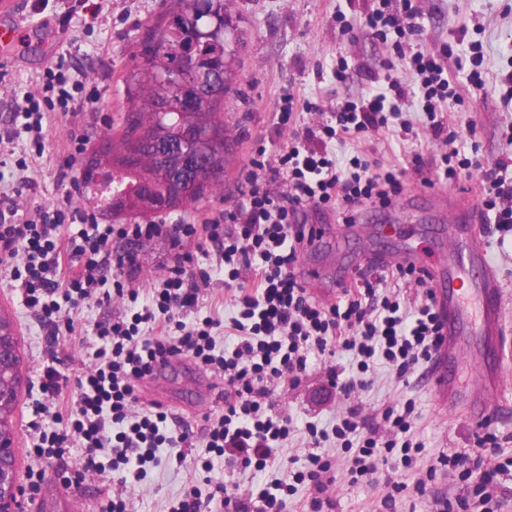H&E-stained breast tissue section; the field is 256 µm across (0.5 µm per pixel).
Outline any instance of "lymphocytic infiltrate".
Listing matches in <instances>:
<instances>
[{
  "instance_id": "1",
  "label": "lymphocytic infiltrate",
  "mask_w": 512,
  "mask_h": 512,
  "mask_svg": "<svg viewBox=\"0 0 512 512\" xmlns=\"http://www.w3.org/2000/svg\"><path fill=\"white\" fill-rule=\"evenodd\" d=\"M31 10L62 28L77 17L102 26L112 14V0H33ZM415 14L412 0H379L367 27L381 38L391 29L413 39L409 50H397V62H385L386 88L331 108L325 119L294 130L277 154L254 153L235 211L218 212L199 226L174 227L173 246L194 241L209 266L192 268L191 254L178 255L145 293L136 284V249L159 235V225L107 224L70 196L36 206L24 198L37 186L50 113L73 118L83 111L77 92L90 78L91 67L60 62L20 85L0 80V275L20 288L48 347L60 342L63 306L76 310L93 303L100 309L96 334L101 344L92 365L73 380L54 366L43 369L38 412L53 415L66 404L71 411L64 431H37L30 448L36 466L28 475L29 495L37 494L44 478L42 461L63 460L66 448L76 442L90 458L98 449H111L115 477L109 512H130L128 482L144 480L158 449L176 448L189 439L188 431L169 430L166 411L135 409L136 382L172 357H191L232 387L223 414L206 426L207 445L220 454H242L259 471L275 444L289 434L286 420L262 410L269 385L305 370L310 353L351 351L360 372L381 361L401 378L432 359L443 341L444 318L425 269L399 264L376 277L360 275L354 288L344 289L342 298L327 308L310 300L295 274L300 251L312 242L308 209L338 203L349 212L366 203L383 207L403 190L406 168L369 159L364 151L342 160L334 148L368 134L413 135L412 122L402 117L406 89L393 73L397 65L417 79L428 128L446 147L440 162L444 178L452 182L461 172L479 171L485 223L500 233L512 232V166L502 161L494 170H483L477 155L466 153L447 131L440 114L461 94L449 75L447 56L428 48L413 23ZM70 224L77 225V232L66 233ZM218 273L225 287L237 290L232 326L238 341L227 352L215 348L213 320L183 319ZM392 281L423 288L425 300L413 315H406L397 296L387 292ZM116 294L129 300L117 313L111 306ZM71 385L77 390L72 402L66 397ZM413 412L410 403L400 412L384 408L381 418L390 437L382 442L360 437L361 423L353 412L331 430L311 422L306 431L316 446L336 438L356 480L373 470L378 456L398 451L404 465H412L413 442L407 434ZM334 467L332 458L313 453L307 470L247 498L224 485L212 501L186 493L169 512H282L286 498L302 484L315 492L310 512H323V479Z\"/></svg>"
}]
</instances>
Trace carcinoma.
Segmentation results:
<instances>
[{"label":"carcinoma","mask_w":512,"mask_h":512,"mask_svg":"<svg viewBox=\"0 0 512 512\" xmlns=\"http://www.w3.org/2000/svg\"><path fill=\"white\" fill-rule=\"evenodd\" d=\"M165 18L148 26L133 52L134 66L124 78L126 109L117 127L98 134L95 149L82 171L86 186L94 185L101 202L112 212L146 210V197L168 193L167 209L199 204L210 196V180L224 177V158L232 151L233 139L224 125L226 97L235 90L236 56L242 37L238 27L224 14V0H175ZM221 71L223 90L211 93L206 104L186 123L181 100L185 73L193 59ZM159 114L148 129L142 118ZM206 138L204 163L207 175L196 178L192 187L169 184L165 173L184 162L182 153H168L153 167H139L132 152L151 151L156 145L183 136L185 126ZM16 403L0 408V435L14 436L12 415Z\"/></svg>","instance_id":"1"}]
</instances>
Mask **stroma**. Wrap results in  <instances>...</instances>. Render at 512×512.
I'll list each match as a JSON object with an SVG mask.
<instances>
[{
  "mask_svg": "<svg viewBox=\"0 0 512 512\" xmlns=\"http://www.w3.org/2000/svg\"><path fill=\"white\" fill-rule=\"evenodd\" d=\"M377 0H226L225 9L234 24L245 34L239 51L241 68L236 90L229 96L231 105L224 123L237 141L227 160L221 194L196 206L177 211L125 212L111 216L114 224H198L211 213L233 209L241 201L238 188L244 179L245 166L256 149L276 151L286 144L299 125L311 122L308 114L294 113L289 123L279 121L281 96L316 97L322 108L355 100L385 87L384 59L393 57L391 42L380 40L364 26V16L374 9ZM416 22L422 27L426 43L438 49L448 47L460 55L463 40L482 42L487 68L489 93L481 102L465 101L450 105L443 114L449 131L458 132L467 143L476 145L484 168L494 167L497 160L512 155V144L504 134L512 127V106L500 102L501 88L497 76L512 71V0H415ZM165 0H116L112 20L107 29L72 21L58 37L57 55L88 53L94 45L108 41L111 54L97 63V76L81 90L85 104L76 134L94 146L97 134L112 124L125 107L124 83L133 66L130 48L143 37L149 22L165 12ZM346 15L353 28L341 30L336 17ZM345 58L348 69L344 78L333 76L337 58ZM416 139L403 141L384 135L372 136L374 155L409 170L403 194L388 208L364 206L355 223L345 224L331 210H313L309 223L320 227L328 247H310L300 256L298 270L318 268L325 278L320 287L310 289L313 301L328 307L341 295L337 284L340 274H353L368 263L384 260L389 264L404 263L405 255L418 251L442 265L449 252L461 251L468 238L448 210L452 195L468 197L474 210L482 202L476 181L460 175L456 184H448L437 176L442 147L430 135L425 116L410 110ZM61 113L51 115L48 158L39 175V187L33 202L61 199L71 192L69 182L58 179L64 154L60 143L68 134ZM422 156V172L411 169L413 156ZM491 260V268L502 290V306L506 326L504 345V391L491 409L479 414L468 407L440 405L429 383L432 363L416 366L405 380H397L391 367L375 364L359 373L352 355L337 351L336 355L310 356L298 384L288 378L276 380L264 400L266 414L287 420L290 434L275 450L262 472L229 462L227 457L210 452L206 446L205 427L208 419L224 411L219 394L223 381L198 366L191 358L177 356L151 377L137 384L138 410L149 411L162 406L176 417L179 426L187 428L190 438L181 449L162 448L157 460L131 496L132 512H167L170 503L184 492L199 487L202 494L215 492L217 485L238 486L240 493L257 490L266 484L286 478L290 472L304 469L313 448L306 434L307 423L332 426L336 418L349 410H358L367 424L378 421L383 408L403 409L406 401H414L415 410L410 437L423 446L412 467H405L399 455L376 461L371 473L358 483H351L345 469H337L325 481L321 496L328 500L325 512H440L444 500L467 498L468 512H512V471L500 475V487L491 501L468 494L469 484L461 469H442L435 478L426 471L440 455L466 453L482 455L490 464H512V233L499 236L493 225L478 227ZM174 250L166 237L144 245L138 256L139 285L145 286L161 276L171 262ZM213 292L203 295L189 320L208 316L220 320L218 342L232 340L229 319L233 313L232 291L226 290L222 278H214ZM0 308L14 320L19 349L24 358V383L13 416L17 481L26 485L32 461L28 454L33 431L32 420H40L45 431H55L53 419L36 418L34 405L41 399L39 389L42 368L48 359L43 332L25 307L20 289L9 280H0ZM99 310L84 307L74 319V329L61 340L56 352L58 370L76 377L93 361L98 342L94 323ZM462 356L451 372L460 390H478L484 375L479 369L489 349L486 336L469 329L460 337ZM354 382L350 392L341 384ZM497 435L498 448L480 450L478 441L486 434ZM320 454L341 457L335 442L323 443ZM84 449H67L64 463L43 462L46 472L40 492L26 500L28 512H108L112 497V454L99 451L95 457L97 470H84ZM211 462V473H203V462ZM403 489L395 493L396 504L385 510L384 497L393 493L394 483Z\"/></svg>",
  "mask_w": 512,
  "mask_h": 512,
  "instance_id": "stroma-1",
  "label": "stroma"
}]
</instances>
